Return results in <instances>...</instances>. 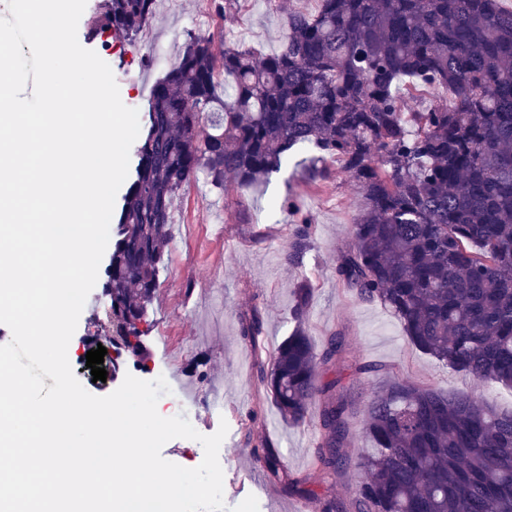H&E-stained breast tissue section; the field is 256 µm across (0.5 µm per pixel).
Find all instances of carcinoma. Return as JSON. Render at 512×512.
Returning <instances> with one entry per match:
<instances>
[{
    "mask_svg": "<svg viewBox=\"0 0 512 512\" xmlns=\"http://www.w3.org/2000/svg\"><path fill=\"white\" fill-rule=\"evenodd\" d=\"M156 0H103L90 26L137 35ZM224 77V95L217 88ZM435 93L405 110L397 86ZM312 144L339 158L364 208L336 279L379 302L424 354L479 381L512 387V11L499 0H320L290 11L278 51L214 49L190 34L149 98L137 165L115 218L106 269L124 349L158 288L173 198L205 175L248 187ZM310 219L288 245L302 263ZM313 292L297 288L296 329L261 381L280 416L303 422L322 394L320 480L351 463L347 403L304 328ZM370 447L354 512H512V411L408 379L377 388L362 419Z\"/></svg>",
    "mask_w": 512,
    "mask_h": 512,
    "instance_id": "1",
    "label": "carcinoma"
}]
</instances>
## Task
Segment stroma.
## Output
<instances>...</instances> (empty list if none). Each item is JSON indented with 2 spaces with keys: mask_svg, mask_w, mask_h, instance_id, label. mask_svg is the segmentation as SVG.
I'll use <instances>...</instances> for the list:
<instances>
[{
  "mask_svg": "<svg viewBox=\"0 0 512 512\" xmlns=\"http://www.w3.org/2000/svg\"><path fill=\"white\" fill-rule=\"evenodd\" d=\"M100 0H87L78 24V41L95 51L112 69L122 102L144 110L162 70L178 58L187 34L212 38L216 48L225 40L277 51L285 13H316L318 0H238L231 15L219 10V0H157L152 21L136 37L108 30L90 36L89 21ZM306 145L289 152L280 173L252 189L226 180L217 188L207 180L180 190L172 203V238L166 266L146 320L144 350L135 355L106 354V381H93L84 357L92 331L101 329L96 312H82L70 341L76 355L70 364L79 381L96 396L116 390L126 375L146 380L152 369L166 367L189 396L218 395L223 416L200 414L201 434L227 423L223 447L224 503L234 508L255 496L258 512H295L313 499L350 501L359 480L347 466L330 483H320L315 470L322 442V400L312 403L305 423L284 422L259 377L278 345L294 327L296 289L310 281L314 293L306 326L316 346L329 336H341L346 364L322 370L321 382H335L348 403L349 435L344 451L356 456L367 447L361 421L379 383L408 377L448 393L477 397L497 409L512 410V389L475 381L469 374L448 369L407 340L400 323L377 302L359 299L336 280L337 257L351 244L350 228L364 202L359 187L342 170L338 158H324L328 179L307 182L302 159L316 156ZM300 208H283L284 199ZM311 221L309 248L302 265H289L286 255L299 215ZM261 318L258 343L244 336L242 324L252 314ZM368 367L365 379L354 369ZM280 461L267 471L262 456Z\"/></svg>",
  "mask_w": 512,
  "mask_h": 512,
  "instance_id": "35a3bbf8",
  "label": "stroma"
}]
</instances>
